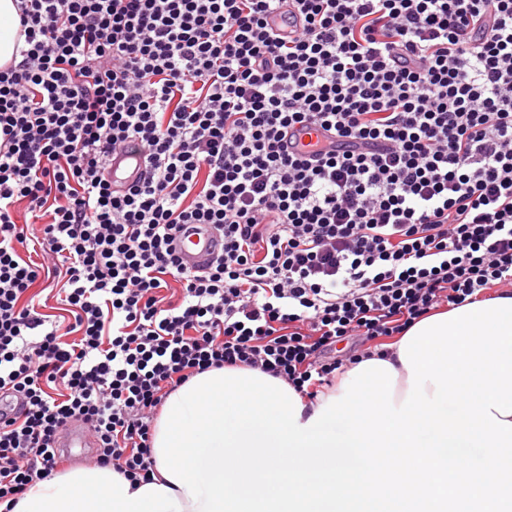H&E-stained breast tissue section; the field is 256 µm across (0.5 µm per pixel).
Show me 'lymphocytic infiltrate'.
<instances>
[{"label":"lymphocytic infiltrate","instance_id":"1","mask_svg":"<svg viewBox=\"0 0 512 512\" xmlns=\"http://www.w3.org/2000/svg\"><path fill=\"white\" fill-rule=\"evenodd\" d=\"M0 70V505L89 461L150 481L164 398L246 366L315 400L512 288V0H20ZM316 141L287 149L291 130ZM146 154L126 191L115 150ZM210 224L203 272L169 247ZM33 251L25 259L24 251ZM64 319L40 310L43 276ZM345 351H338V344Z\"/></svg>","mask_w":512,"mask_h":512}]
</instances>
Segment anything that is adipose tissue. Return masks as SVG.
<instances>
[{"mask_svg": "<svg viewBox=\"0 0 512 512\" xmlns=\"http://www.w3.org/2000/svg\"><path fill=\"white\" fill-rule=\"evenodd\" d=\"M151 481L37 482L12 512H512V293L416 321L309 403L247 367L169 393Z\"/></svg>", "mask_w": 512, "mask_h": 512, "instance_id": "adipose-tissue-1", "label": "adipose tissue"}]
</instances>
